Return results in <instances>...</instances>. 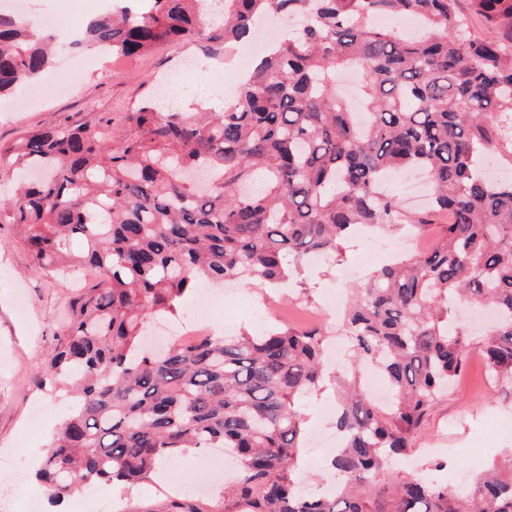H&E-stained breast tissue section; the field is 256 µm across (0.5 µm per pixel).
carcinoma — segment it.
<instances>
[{"label":"carcinoma","mask_w":512,"mask_h":512,"mask_svg":"<svg viewBox=\"0 0 512 512\" xmlns=\"http://www.w3.org/2000/svg\"><path fill=\"white\" fill-rule=\"evenodd\" d=\"M114 0L79 42L115 59L161 43L250 37L265 18L304 26L272 44L218 112H164L157 99L111 121L42 128L0 143V174L43 179L0 200V224L22 230L43 271L86 269L41 380L72 405L35 479L55 501L83 488L151 479L165 458L229 448L239 470L224 512H512V452L458 490L404 476L380 484L430 408L466 367L472 340L454 304L497 318L477 340L492 377L512 380V0H471L508 40L472 33L458 0ZM413 17L404 35L374 24ZM54 42L22 14L0 11V98L50 66ZM361 73L362 110L336 89ZM417 169L432 206L410 215L382 191ZM442 241L377 269L350 292L342 324L350 354L336 370L330 461L338 488L300 493V400L321 390L324 333L279 327L262 336H207L149 351V325L176 314L201 285L280 286L312 254L342 253L358 225L424 228ZM376 366L395 394L377 403L360 384Z\"/></svg>","instance_id":"obj_1"}]
</instances>
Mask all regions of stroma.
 I'll return each instance as SVG.
<instances>
[{"mask_svg":"<svg viewBox=\"0 0 512 512\" xmlns=\"http://www.w3.org/2000/svg\"><path fill=\"white\" fill-rule=\"evenodd\" d=\"M27 2L31 20L52 14L63 27L84 24L101 11L99 0ZM189 59H203L200 42L162 44L146 55L118 60L83 48L62 49L48 71L52 82L38 103H25L20 95L15 106L0 103V142L22 140L36 128L76 126L102 119L111 120L113 139H122L127 133V113L153 95L157 79L182 71ZM438 232L435 224L396 233L363 231L346 244L333 263L310 264L286 287L238 289L234 306L224 311V321L236 330H252L256 310L267 302L320 303L331 289L349 288V281L339 276V267H349L361 278H368L374 270L391 263L389 250L395 242H402L401 254L406 257L413 248L432 247ZM412 238L416 247H407V240ZM89 280L82 269L71 272L64 281L46 276L20 243L15 228L0 224V448L12 449L15 467L24 477L19 490L7 496L0 494V512H20V496L41 491L32 471L49 435L65 415L66 400L62 394L38 387L37 363L50 349L53 335L65 318L68 288ZM510 420L512 383L488 379L478 348L470 347L463 375L431 408L412 452L392 464L386 475L433 476L444 482L478 473L512 448V428L506 426ZM208 457V452L200 451L178 460L174 476L182 490L177 494L161 492L154 480L129 491L100 485L91 493L107 500L111 512H173L177 504L193 512H224L223 483H213L203 494L193 489ZM439 460L447 462V469L435 471Z\"/></svg>","mask_w":512,"mask_h":512,"instance_id":"stroma-1","label":"stroma"}]
</instances>
